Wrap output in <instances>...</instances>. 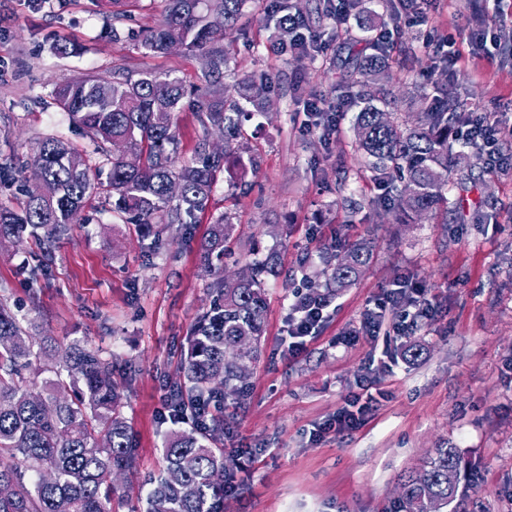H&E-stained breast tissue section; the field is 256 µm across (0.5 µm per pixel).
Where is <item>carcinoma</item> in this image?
Segmentation results:
<instances>
[{
	"instance_id": "1",
	"label": "carcinoma",
	"mask_w": 512,
	"mask_h": 512,
	"mask_svg": "<svg viewBox=\"0 0 512 512\" xmlns=\"http://www.w3.org/2000/svg\"><path fill=\"white\" fill-rule=\"evenodd\" d=\"M161 19L136 37L144 54L163 53L177 44L194 53L201 66L196 82L186 86L164 72L133 74L115 68L112 76L80 81L60 79L52 97L56 107L79 126L88 146L78 149L46 135L32 151L0 166V242L27 240L48 266L62 240L70 237L81 211L99 202L129 217L160 248L172 224H186L206 208L226 156L208 150L211 131L238 128L267 110L274 78L253 73L228 88L230 46L250 0H164ZM120 0H112L114 42L130 39L119 27ZM294 24L276 25L274 42L283 53L297 48L302 12ZM353 55L360 80L354 102L358 146L374 180L385 189L403 184L393 208L423 213L444 201L452 145L448 129L458 106L447 102L418 112L412 122L400 117L380 96L392 78L385 48L363 41ZM192 99L202 135L190 157L177 162L178 112ZM124 143L136 161L111 153L109 144ZM36 167L42 183L24 194L13 192L24 170ZM234 224L227 214L209 225L200 249L206 271L217 277L221 299L198 317L178 379L170 386L173 410L198 415L199 402L212 403L194 428L170 436L164 445L166 466L152 478L145 512H224V390L241 393L246 381L239 366L258 358L266 307L264 276L274 273L273 258L252 264L246 276L227 278L213 260L224 259ZM370 248L355 243L342 252L326 251L320 261L331 270L329 282L309 281L314 299L321 288H346L369 263ZM47 375L42 383L35 377ZM130 426L120 410L112 382V362L78 346L57 347L48 336H32V324L0 299V512H114L112 475L135 467ZM462 459L451 446L435 448L422 467L404 476L396 512H457ZM31 476L25 482V476Z\"/></svg>"
}]
</instances>
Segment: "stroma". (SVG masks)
<instances>
[{"label":"stroma","instance_id":"obj_1","mask_svg":"<svg viewBox=\"0 0 512 512\" xmlns=\"http://www.w3.org/2000/svg\"><path fill=\"white\" fill-rule=\"evenodd\" d=\"M326 2L299 0L325 44L314 56L273 50L267 0H254L241 19L232 45L238 74L276 78L261 125L245 123L241 136L259 156L258 173L242 181L228 164L205 210L193 223L171 225L161 249L122 218L90 209L39 277L19 268L25 245L0 247V298L44 335L86 345L112 363L137 456L134 469L114 478L125 498L120 512L146 497L148 476L166 465L164 441L174 426L162 418L165 384L180 367L194 320L216 298L199 244L223 213L236 226L225 276L277 257V273L265 282L261 357L244 397L224 398V458L236 485L224 512H393L401 477L445 444L473 465L458 490L464 512H512V173L487 170L455 142L446 204L396 223L357 147L355 108L344 110L329 138L304 129L308 100L336 104L354 92L341 79L350 53L342 41L360 33L354 21L318 19L315 9ZM499 8H512V0H428L422 15L387 22L399 112L415 111L424 96H448L465 111H491L512 124V26L496 30V49L472 40L476 18ZM111 20L112 0H0V163L25 156L44 134L87 145L64 112L45 104L59 78L122 66L192 82L198 56L181 48L146 55L112 42L104 35ZM445 38L460 54L462 74L452 83L440 60ZM54 43L68 55H55ZM358 242L368 244L370 263L333 294L321 335L289 356L295 294L328 277L319 253ZM405 280L432 304L430 319L406 336L337 345ZM409 343L420 350L414 362L370 365L382 350ZM366 375L385 393L367 424L313 439Z\"/></svg>","mask_w":512,"mask_h":512}]
</instances>
